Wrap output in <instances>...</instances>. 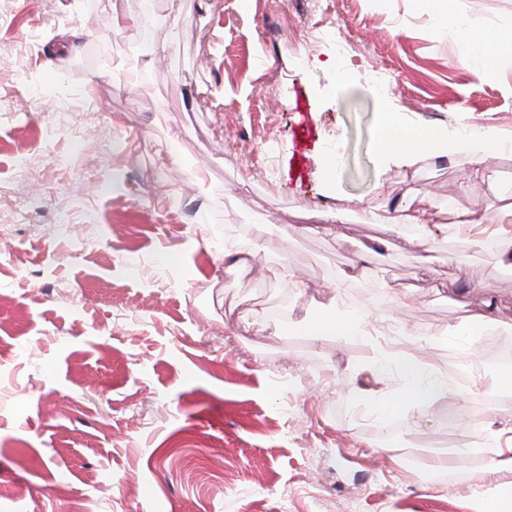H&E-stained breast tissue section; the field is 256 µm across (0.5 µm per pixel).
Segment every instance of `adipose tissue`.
I'll return each mask as SVG.
<instances>
[{
    "mask_svg": "<svg viewBox=\"0 0 512 512\" xmlns=\"http://www.w3.org/2000/svg\"><path fill=\"white\" fill-rule=\"evenodd\" d=\"M458 46L456 61L461 67L472 70L476 78H484L501 60L500 49L504 43L512 41L507 34L473 37L464 28H457ZM381 151L389 156L409 157L435 147L437 140L429 133L406 127L395 120H386L380 138ZM301 325L311 341L316 343L349 340L354 336L365 335L368 322L364 315L356 311L340 309L337 301L322 306L315 316L303 319ZM378 374L387 378L398 376L404 382L403 390L396 396L387 398L381 405L383 414H402L411 426H420L426 416L425 406L442 391V381L432 378L417 352L408 351L378 363Z\"/></svg>",
    "mask_w": 512,
    "mask_h": 512,
    "instance_id": "obj_1",
    "label": "adipose tissue"
}]
</instances>
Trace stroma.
<instances>
[{
  "label": "stroma",
  "mask_w": 512,
  "mask_h": 512,
  "mask_svg": "<svg viewBox=\"0 0 512 512\" xmlns=\"http://www.w3.org/2000/svg\"><path fill=\"white\" fill-rule=\"evenodd\" d=\"M135 6L0 0V512H481L472 446L495 448L512 391L485 405L448 357L481 362L485 315L512 339V224L442 213L512 204V153L392 160L378 140L390 112L512 138V65L475 79L418 0H151L138 53L114 29ZM453 7L512 31V0ZM315 24L328 39L303 42ZM350 285L349 308L431 340L447 387L417 433L374 413L398 385L380 335L298 325Z\"/></svg>",
  "instance_id": "stroma-1"
}]
</instances>
